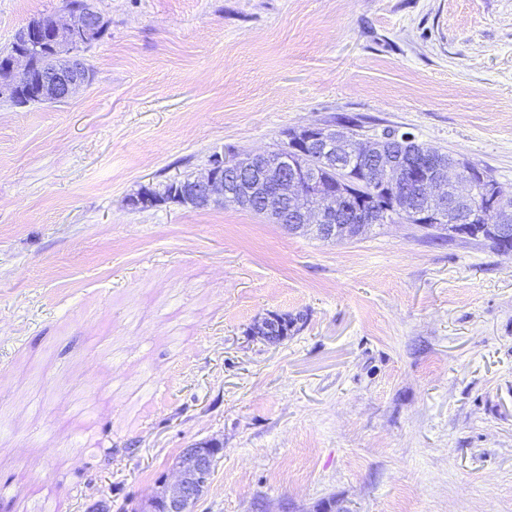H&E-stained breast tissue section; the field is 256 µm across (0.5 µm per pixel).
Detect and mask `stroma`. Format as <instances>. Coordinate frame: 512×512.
Instances as JSON below:
<instances>
[{
    "mask_svg": "<svg viewBox=\"0 0 512 512\" xmlns=\"http://www.w3.org/2000/svg\"><path fill=\"white\" fill-rule=\"evenodd\" d=\"M95 5L91 82L0 100V512L33 484L55 512H146L210 440L193 512H512V255L128 204L343 115L512 189V0ZM61 10L0 0V50ZM272 314L300 318L276 343L251 333Z\"/></svg>",
    "mask_w": 512,
    "mask_h": 512,
    "instance_id": "35a3bbf8",
    "label": "stroma"
}]
</instances>
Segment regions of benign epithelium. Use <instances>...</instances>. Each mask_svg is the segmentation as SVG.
<instances>
[{"label":"benign epithelium","instance_id":"obj_1","mask_svg":"<svg viewBox=\"0 0 512 512\" xmlns=\"http://www.w3.org/2000/svg\"><path fill=\"white\" fill-rule=\"evenodd\" d=\"M103 24L102 17L92 8H70L64 16H52L45 25L20 28L13 49L0 63V91L25 84L30 79L29 55L34 46L49 49L54 56L67 61L48 72L41 81V91L48 103L69 99L87 82L88 59L71 50L76 42L95 33ZM306 137L294 141L288 148L300 153L313 152L327 163L344 165L345 158L373 162V173L382 178L393 193L416 195L420 200L419 217L428 221L442 219L443 214L454 217L452 233L461 239L472 238V216L468 207L476 188H481L490 206L489 218L483 230L498 239H512V212L498 206L500 186L486 178L483 169L458 154L437 149L420 150L400 158L382 150L374 141L363 140L347 147L336 128L320 123L302 127ZM244 166V180L235 189L224 184V169L238 165V159L213 154L206 167L172 181V202L187 208L204 209L239 204L244 198L262 196L268 204L288 202V214L305 231L312 229L330 237L338 234L347 239L363 235L380 222V214L362 203L336 198L334 193L316 192L313 182L303 171L290 165V160L273 148L250 154ZM157 188L148 185L131 202L136 208L156 205ZM218 448L198 444L187 449L178 462L177 480L160 497L161 512H191L194 501L202 492L212 469Z\"/></svg>","mask_w":512,"mask_h":512}]
</instances>
